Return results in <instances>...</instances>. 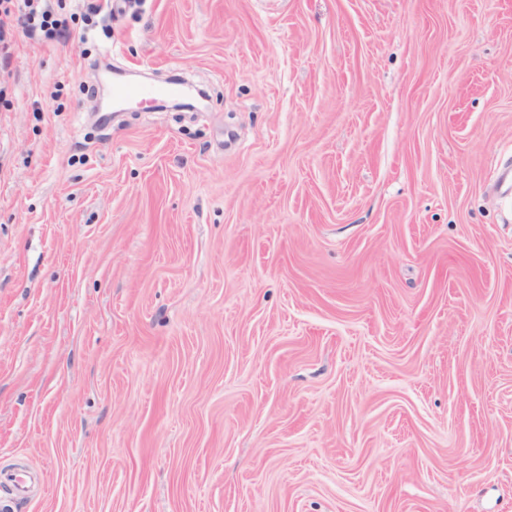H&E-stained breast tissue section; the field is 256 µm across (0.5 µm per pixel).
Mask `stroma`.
<instances>
[{
  "label": "stroma",
  "mask_w": 512,
  "mask_h": 512,
  "mask_svg": "<svg viewBox=\"0 0 512 512\" xmlns=\"http://www.w3.org/2000/svg\"><path fill=\"white\" fill-rule=\"evenodd\" d=\"M65 10L0 30V512H512V0ZM23 7L18 9L16 17L17 24L30 37H35L47 41L67 40L72 34L68 17L54 12L46 0H20ZM43 2L44 6L38 10L39 4ZM161 93H178L184 94L183 87H174L172 89H159L154 88H124L121 86H115L112 88V97L122 103H138L156 99Z\"/></svg>",
  "instance_id": "stroma-1"
}]
</instances>
